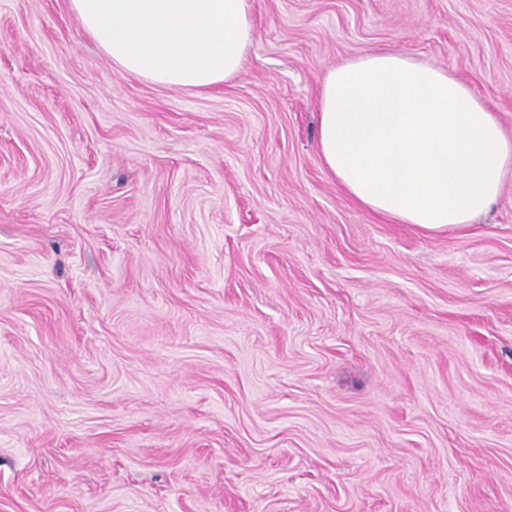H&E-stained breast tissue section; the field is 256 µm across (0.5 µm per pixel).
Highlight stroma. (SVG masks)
<instances>
[{
    "label": "stroma",
    "mask_w": 512,
    "mask_h": 512,
    "mask_svg": "<svg viewBox=\"0 0 512 512\" xmlns=\"http://www.w3.org/2000/svg\"><path fill=\"white\" fill-rule=\"evenodd\" d=\"M211 92L0 0V512H512V180L471 224L320 159L328 71L446 69L512 136V0H256Z\"/></svg>",
    "instance_id": "stroma-1"
}]
</instances>
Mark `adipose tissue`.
<instances>
[{
  "instance_id": "ef3b65f1",
  "label": "adipose tissue",
  "mask_w": 512,
  "mask_h": 512,
  "mask_svg": "<svg viewBox=\"0 0 512 512\" xmlns=\"http://www.w3.org/2000/svg\"><path fill=\"white\" fill-rule=\"evenodd\" d=\"M84 32L126 74L213 90L242 69L255 0H68ZM317 147L361 206L403 224L472 223L512 178V138L463 83L401 54L369 51L330 70Z\"/></svg>"
}]
</instances>
